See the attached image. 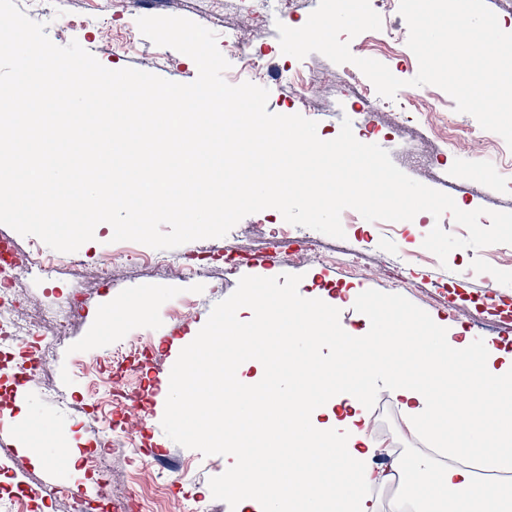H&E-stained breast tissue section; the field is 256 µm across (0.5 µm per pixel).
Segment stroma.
Wrapping results in <instances>:
<instances>
[{"instance_id": "35a3bbf8", "label": "stroma", "mask_w": 512, "mask_h": 512, "mask_svg": "<svg viewBox=\"0 0 512 512\" xmlns=\"http://www.w3.org/2000/svg\"><path fill=\"white\" fill-rule=\"evenodd\" d=\"M31 19L45 23L50 40L58 46L78 42L109 69L132 67L177 83L193 82L198 74L195 62L169 47H160L143 36L137 26L144 16H181L216 34H230L255 47H270L271 55L259 66L249 68L234 53H227L226 82H251L269 91L267 109L291 115L301 113L317 123L319 138L338 136L343 119H350L356 139L385 149L392 162L406 175L433 189L449 194L462 209L480 207L512 211V180L501 171L512 159L484 151L471 141L457 153L440 160L439 141L428 130L406 126L395 136H385L380 125L394 120L397 99L384 105L359 108L356 99L339 93L342 65L319 53L298 60L307 105L294 109L293 90L288 83L289 57L283 54L276 28L277 15L258 23L243 13L238 0H15ZM379 14L382 30L401 42L400 56L374 50L363 36L350 42V51L360 58L385 64L399 79L409 80L418 72V61L407 45L409 29L399 12V0H385ZM281 213L266 209L243 218L221 238L191 241L173 248L176 256L192 258L196 274L184 277L166 269L142 264L139 255L146 245L117 242L105 225L95 228L92 240L73 253L52 251L34 236H23L0 224V236L13 242L29 256L30 268L20 286L28 298V309H50L58 292L79 291L86 313L76 318L65 333L53 337L55 355L43 371L44 386H9V399L0 410V482H27L42 490L64 485L78 496H94L96 487L83 472L67 467L51 456L49 449L32 448L19 433L25 414L42 423L48 437L73 452L100 448L112 475V498L116 503L133 502L132 512H152L151 501H163V512H236L237 503L224 491V474L233 460L223 449L207 440L183 435L173 421L172 411L155 415L153 403H145L152 414L149 430L139 432L129 444L113 448L111 428L103 423L88 395L90 379L82 373L80 361L96 360L112 365L113 377L128 376L142 392L157 389L163 373L170 370L178 345L203 333L225 304L240 295L251 273L250 260L265 252L272 227L283 224ZM445 231L466 236V229L451 214L434 219L427 212L413 220L393 223L391 229L376 230L362 216L343 219L344 238L337 239L307 227L301 236L316 241L319 254L298 257L280 248L276 264L263 278L273 292L300 297L336 296L352 291L341 310L342 325L352 331L365 330V308L379 314L398 309L408 318L440 317L468 329L476 341L486 339L512 346V322L494 328L480 325L477 303L486 287L512 303V247L502 244L453 250L446 261L423 246L434 224ZM357 245L364 265L352 275L343 265L322 261V254ZM53 256L55 269L43 270L46 256ZM110 259L112 275L99 282L90 279V269ZM120 314L111 334H104L99 315L104 308ZM131 339L147 343L144 353L130 357L132 371L122 369L112 355ZM370 414V430L380 447L418 455L425 442L407 431L394 406L386 384L366 377L358 390ZM147 469L150 488L138 485L133 474Z\"/></svg>"}]
</instances>
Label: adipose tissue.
Segmentation results:
<instances>
[{"instance_id":"ef3b65f1","label":"adipose tissue","mask_w":512,"mask_h":512,"mask_svg":"<svg viewBox=\"0 0 512 512\" xmlns=\"http://www.w3.org/2000/svg\"><path fill=\"white\" fill-rule=\"evenodd\" d=\"M338 306L330 298L272 300L260 284L244 289L211 340L190 349L188 366H173L161 386L182 433H208L234 458L224 486L237 512H376L371 489L392 482L412 512H512V485L475 473H512V351L491 340L474 346L440 318L420 328L397 313L371 316L370 335H352L336 320ZM246 312L259 330L247 329ZM329 338L350 354L375 353L354 373L381 377L406 428L425 435L431 452L397 457L387 469L371 465L377 447L362 400L349 388L311 389L328 373L317 351ZM299 343L304 351H296ZM271 353L287 362L291 403L243 385V370ZM202 389L223 395L218 418L200 410ZM343 400L352 413L340 421L332 407ZM286 445L298 454L284 465ZM328 463L335 466L329 479L321 472Z\"/></svg>"}]
</instances>
